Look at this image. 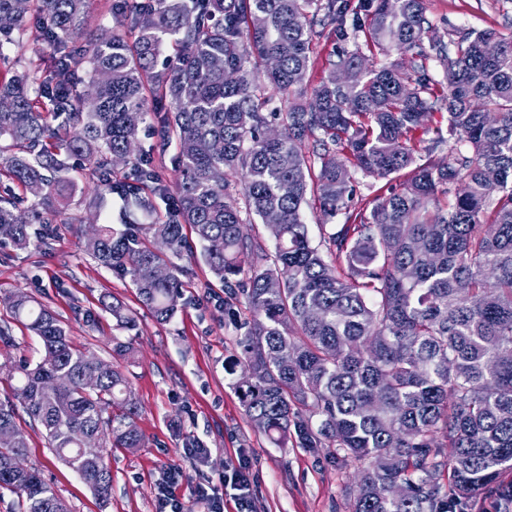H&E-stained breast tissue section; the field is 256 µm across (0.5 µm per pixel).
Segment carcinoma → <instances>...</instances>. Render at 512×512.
Listing matches in <instances>:
<instances>
[{
  "instance_id": "cac0c4a2",
  "label": "carcinoma",
  "mask_w": 512,
  "mask_h": 512,
  "mask_svg": "<svg viewBox=\"0 0 512 512\" xmlns=\"http://www.w3.org/2000/svg\"><path fill=\"white\" fill-rule=\"evenodd\" d=\"M86 0H0V37L52 45L55 68L20 59L0 83V174L38 199L22 211L0 197V239L30 243V225L71 198L69 160L98 177L97 195L125 203V229L98 226L86 249L130 277L160 322L178 311L193 253L189 226L211 272L252 312L228 367L245 415L284 447L331 448L346 464L369 461L349 492V512H458L512 485V37L490 28L429 39L426 0H371L352 19L356 49L302 94L316 18L334 27L348 0H116L112 16L136 31L82 47L87 94L74 89L71 44ZM174 54L158 65L162 47ZM395 48L403 61L375 67ZM443 71L437 84L430 64ZM448 139L421 161L410 134L435 111ZM155 146H173L182 179L164 217L145 226L165 192L151 155L132 149L148 115ZM346 155L336 160L337 154ZM120 157L134 178L112 181ZM405 174L399 189L350 212L355 173ZM241 175L230 190L226 174ZM450 197L436 205L438 195ZM343 224L304 222L309 201ZM245 205L274 241L268 249ZM147 233L150 242L142 234ZM170 269L166 279L155 268ZM10 317L42 354L16 366L14 393L49 448L100 499L112 492L98 434L139 448L137 407L119 366L93 368L56 315L18 292ZM119 328L137 330L118 301H102ZM95 371L100 385L85 390ZM0 489L18 512H68L39 470L16 412L0 404Z\"/></svg>"
}]
</instances>
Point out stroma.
<instances>
[{"mask_svg":"<svg viewBox=\"0 0 512 512\" xmlns=\"http://www.w3.org/2000/svg\"><path fill=\"white\" fill-rule=\"evenodd\" d=\"M112 0H88L87 21L76 39L119 34L134 39L130 29L111 16ZM431 37L450 30L512 29V0H428ZM358 45L354 37L321 35L314 41L316 63L307 87L327 75V59L338 58ZM76 189L60 215L33 225L29 246H0V296L24 292L48 305L69 329L75 342L104 361L112 359L113 339L132 341L134 355L121 361L138 407L137 425L143 447L109 448L106 463L112 475V496L100 501L88 486L47 447L40 428L25 412L16 422L29 448L27 464L41 468L70 512H160L158 485L169 465H179L183 479L176 494L186 512H200L199 487L222 494L224 512H235L233 488L223 483L231 466L249 471L247 494L255 512H349L347 490L356 469L326 448H278L244 414L234 378L226 363L238 356L241 329L230 322L231 311L248 318L243 303L230 300L210 272L202 254L182 258L183 292L176 315L161 324L141 305L128 276L95 260L85 247L95 224L123 227V202L110 194L97 199L87 172L76 171ZM123 302L136 318L137 336L118 329L101 309L103 296ZM10 324L12 341L0 342V403L15 401L9 377L19 360L38 359L37 338L11 324L0 306V325ZM207 448L202 459L185 457L191 445Z\"/></svg>","mask_w":512,"mask_h":512,"instance_id":"obj_1","label":"stroma"}]
</instances>
